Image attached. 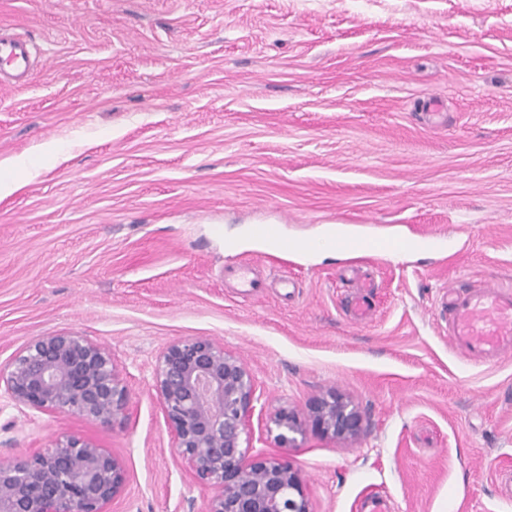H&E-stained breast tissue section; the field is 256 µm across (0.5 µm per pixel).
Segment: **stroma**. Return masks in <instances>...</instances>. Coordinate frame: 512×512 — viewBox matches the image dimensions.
<instances>
[{"label": "stroma", "mask_w": 512, "mask_h": 512, "mask_svg": "<svg viewBox=\"0 0 512 512\" xmlns=\"http://www.w3.org/2000/svg\"><path fill=\"white\" fill-rule=\"evenodd\" d=\"M0 25L39 49L0 81V161L35 160L0 195V368L74 331L130 390L108 424L1 396L0 462L82 435L125 465L109 512H206L152 384L209 336L260 389L257 452L279 410L362 412L360 440L290 453L313 512H512V353L475 365L436 317L442 288H512V0H0ZM333 230L448 247L297 250Z\"/></svg>", "instance_id": "35a3bbf8"}]
</instances>
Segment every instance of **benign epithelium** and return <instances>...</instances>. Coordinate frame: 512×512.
Masks as SVG:
<instances>
[{"mask_svg": "<svg viewBox=\"0 0 512 512\" xmlns=\"http://www.w3.org/2000/svg\"><path fill=\"white\" fill-rule=\"evenodd\" d=\"M153 389L186 470L214 490L207 512H312L300 469L289 457L311 429L352 440L360 411L331 395L309 419L293 409L271 416L267 432L285 451L253 455L249 441L257 384L245 364L208 336L170 344L157 358ZM0 391L21 411L68 413L109 423L127 415L130 391L106 347L72 331L40 336L0 369ZM127 482L123 462L93 439L65 435L51 448L0 464V512H107Z\"/></svg>", "mask_w": 512, "mask_h": 512, "instance_id": "benign-epithelium-1", "label": "benign epithelium"}]
</instances>
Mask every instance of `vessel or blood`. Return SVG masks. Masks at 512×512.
Listing matches in <instances>:
<instances>
[{
  "label": "vessel or blood",
  "mask_w": 512,
  "mask_h": 512,
  "mask_svg": "<svg viewBox=\"0 0 512 512\" xmlns=\"http://www.w3.org/2000/svg\"><path fill=\"white\" fill-rule=\"evenodd\" d=\"M30 44L0 28V77L27 81ZM437 314L448 329L450 346L477 363L497 361L512 352V291L495 286L446 288Z\"/></svg>",
  "instance_id": "obj_1"
}]
</instances>
